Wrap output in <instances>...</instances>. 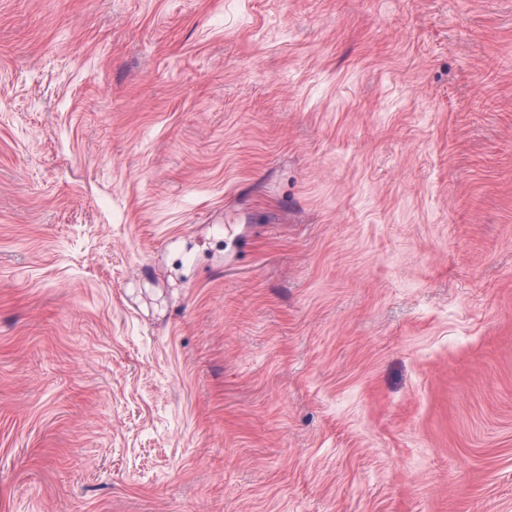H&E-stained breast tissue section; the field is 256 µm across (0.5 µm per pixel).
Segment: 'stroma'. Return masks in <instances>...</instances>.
Wrapping results in <instances>:
<instances>
[{"instance_id": "1", "label": "stroma", "mask_w": 512, "mask_h": 512, "mask_svg": "<svg viewBox=\"0 0 512 512\" xmlns=\"http://www.w3.org/2000/svg\"><path fill=\"white\" fill-rule=\"evenodd\" d=\"M0 512H512V0H0Z\"/></svg>"}]
</instances>
